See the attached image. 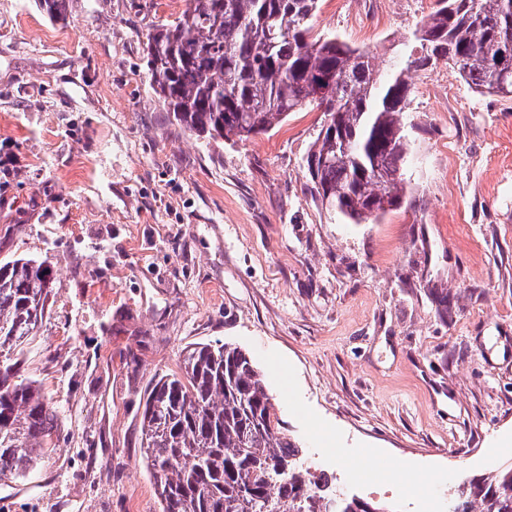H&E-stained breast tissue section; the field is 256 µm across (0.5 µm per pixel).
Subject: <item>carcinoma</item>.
Instances as JSON below:
<instances>
[{"mask_svg":"<svg viewBox=\"0 0 512 512\" xmlns=\"http://www.w3.org/2000/svg\"><path fill=\"white\" fill-rule=\"evenodd\" d=\"M70 0H38L54 20ZM319 0H185L147 35L154 90L181 130L240 141L313 104L325 122L307 156L311 195L352 224L406 197L402 121L408 73L443 60L479 92L512 93V0H437L405 51L375 55L314 34ZM56 277L44 261L0 262V479L35 473L58 435L59 408L25 364ZM142 452L160 512H388L347 497L311 471L287 437L250 357L232 344H193L152 383L140 415ZM512 512V466L471 480L448 512Z\"/></svg>","mask_w":512,"mask_h":512,"instance_id":"cac0c4a2","label":"carcinoma"}]
</instances>
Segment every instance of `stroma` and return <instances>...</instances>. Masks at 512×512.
Wrapping results in <instances>:
<instances>
[{"label":"stroma","instance_id":"35a3bbf8","mask_svg":"<svg viewBox=\"0 0 512 512\" xmlns=\"http://www.w3.org/2000/svg\"><path fill=\"white\" fill-rule=\"evenodd\" d=\"M0 0V261H46L28 361L60 410L0 512H159L146 391L197 343L240 347L316 473L392 512H448L512 464V95L411 73V195L375 224L315 203L309 107L245 141L172 124L145 35L184 0ZM436 0H320L315 30L396 56ZM447 306H439L440 297Z\"/></svg>","mask_w":512,"mask_h":512}]
</instances>
